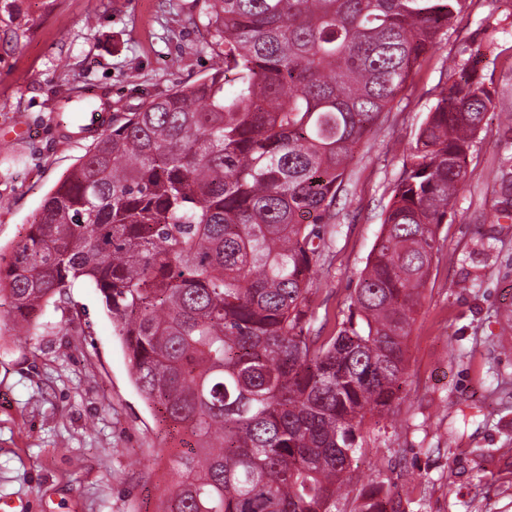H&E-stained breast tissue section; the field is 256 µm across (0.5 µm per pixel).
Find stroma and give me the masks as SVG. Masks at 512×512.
Instances as JSON below:
<instances>
[{"instance_id": "stroma-1", "label": "stroma", "mask_w": 512, "mask_h": 512, "mask_svg": "<svg viewBox=\"0 0 512 512\" xmlns=\"http://www.w3.org/2000/svg\"><path fill=\"white\" fill-rule=\"evenodd\" d=\"M201 0H20V38L0 39V256L25 236L90 138L66 136L55 90L108 118L207 74ZM456 58L494 94L407 339L406 385L367 417L353 480L336 512L374 483L400 512H512V0H467L348 166L310 285L316 326L336 333L410 163V148ZM181 446L143 401L95 289L51 301L29 335L0 305V501L27 512H156L175 489Z\"/></svg>"}]
</instances>
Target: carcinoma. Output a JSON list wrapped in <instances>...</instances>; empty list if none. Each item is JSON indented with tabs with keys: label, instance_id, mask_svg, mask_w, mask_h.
Returning a JSON list of instances; mask_svg holds the SVG:
<instances>
[{
	"label": "carcinoma",
	"instance_id": "1",
	"mask_svg": "<svg viewBox=\"0 0 512 512\" xmlns=\"http://www.w3.org/2000/svg\"><path fill=\"white\" fill-rule=\"evenodd\" d=\"M466 0H202L210 71L112 123L0 265L29 331L99 293L143 400L187 446L158 512H333L367 414L405 384L437 231L493 93L462 73L420 127L335 336L322 225L380 114ZM383 483L358 512H388Z\"/></svg>",
	"mask_w": 512,
	"mask_h": 512
}]
</instances>
